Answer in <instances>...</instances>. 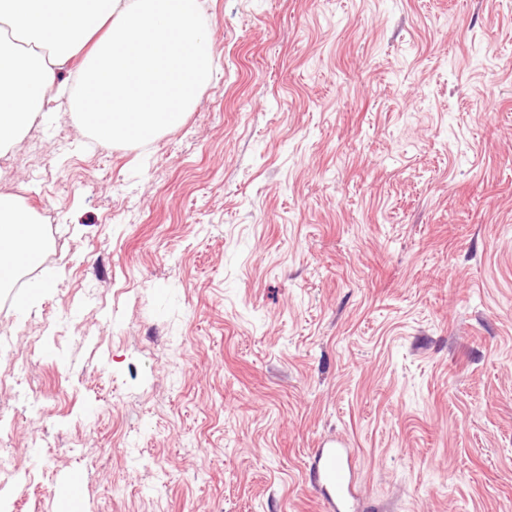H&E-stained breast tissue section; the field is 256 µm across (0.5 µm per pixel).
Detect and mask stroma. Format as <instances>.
I'll return each mask as SVG.
<instances>
[{
	"label": "stroma",
	"instance_id": "1",
	"mask_svg": "<svg viewBox=\"0 0 512 512\" xmlns=\"http://www.w3.org/2000/svg\"><path fill=\"white\" fill-rule=\"evenodd\" d=\"M185 124L0 156L54 281L0 290L7 512H512V0H199ZM48 282L52 283V280L37 278L36 281L27 288L23 299L19 303L14 304L17 321L24 322L29 318L32 311L38 308L43 296L52 288V286L44 288L42 283ZM310 482L325 495L331 512L357 511L354 474L346 445L326 439L316 449L309 469Z\"/></svg>",
	"mask_w": 512,
	"mask_h": 512
}]
</instances>
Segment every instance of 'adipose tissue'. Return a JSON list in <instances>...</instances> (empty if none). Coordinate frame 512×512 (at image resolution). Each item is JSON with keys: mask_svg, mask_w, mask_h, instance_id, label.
<instances>
[{"mask_svg": "<svg viewBox=\"0 0 512 512\" xmlns=\"http://www.w3.org/2000/svg\"><path fill=\"white\" fill-rule=\"evenodd\" d=\"M212 76L199 0H0V156L63 98L98 143L148 144L183 126ZM39 224L0 193V288L47 249Z\"/></svg>", "mask_w": 512, "mask_h": 512, "instance_id": "ef3b65f1", "label": "adipose tissue"}]
</instances>
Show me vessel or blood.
Returning a JSON list of instances; mask_svg holds the SVG:
<instances>
[{
  "label": "vessel or blood",
  "instance_id": "b4317fda",
  "mask_svg": "<svg viewBox=\"0 0 512 512\" xmlns=\"http://www.w3.org/2000/svg\"><path fill=\"white\" fill-rule=\"evenodd\" d=\"M309 478L325 495L329 512H355L356 484L344 443L334 439L323 440L312 459Z\"/></svg>",
  "mask_w": 512,
  "mask_h": 512
}]
</instances>
